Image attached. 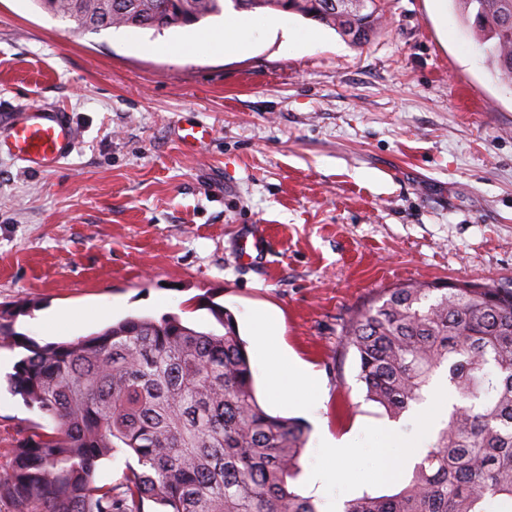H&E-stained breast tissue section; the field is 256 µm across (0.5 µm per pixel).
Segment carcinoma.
Returning <instances> with one entry per match:
<instances>
[{"label": "carcinoma", "mask_w": 512, "mask_h": 512, "mask_svg": "<svg viewBox=\"0 0 512 512\" xmlns=\"http://www.w3.org/2000/svg\"><path fill=\"white\" fill-rule=\"evenodd\" d=\"M53 18L98 32L197 24L224 13V0H35ZM236 10H280V0H230ZM324 0H296L294 13L369 41L381 0L342 20ZM473 20L487 62L512 82V0H456ZM206 309L224 333L173 315L128 316L70 342L31 343L10 384L53 423L15 449L0 497L15 512H319L297 485L307 428L258 401L246 343L231 312ZM14 312L0 310V337L23 342ZM359 357L366 400L397 418L425 400L446 367L455 397L431 450L391 494L344 501L343 512H491L512 502V291L433 284L390 288L345 330ZM134 457L115 483L95 480L97 462Z\"/></svg>", "instance_id": "carcinoma-1"}]
</instances>
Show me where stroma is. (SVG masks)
Here are the masks:
<instances>
[{
    "mask_svg": "<svg viewBox=\"0 0 512 512\" xmlns=\"http://www.w3.org/2000/svg\"><path fill=\"white\" fill-rule=\"evenodd\" d=\"M236 16L91 33L34 0H0V307L19 308L15 330L45 345L128 316L213 329L196 307L210 298L248 343L262 407L307 426L304 493L320 507L389 494L385 471L419 456L429 419L414 406L394 420L366 400L345 327L405 283L512 289V85L455 0H384L363 47L267 9L248 11L240 52L189 47ZM155 42L181 50L145 51ZM35 106L67 113L77 134L40 170L1 146L7 120ZM191 122L212 129L207 144L178 140ZM256 224L265 243L247 263L238 249ZM260 312L320 378L314 414L271 395L251 342ZM4 354L0 476L20 439L52 429L10 389L25 349L0 341ZM322 429L355 445L323 479Z\"/></svg>",
    "mask_w": 512,
    "mask_h": 512,
    "instance_id": "stroma-1",
    "label": "stroma"
}]
</instances>
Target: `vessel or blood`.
Returning <instances> with one entry per match:
<instances>
[{
	"label": "vessel or blood",
	"instance_id": "1",
	"mask_svg": "<svg viewBox=\"0 0 512 512\" xmlns=\"http://www.w3.org/2000/svg\"><path fill=\"white\" fill-rule=\"evenodd\" d=\"M75 136L63 113L35 107L13 126L6 147L31 166L43 168L63 158Z\"/></svg>",
	"mask_w": 512,
	"mask_h": 512
}]
</instances>
